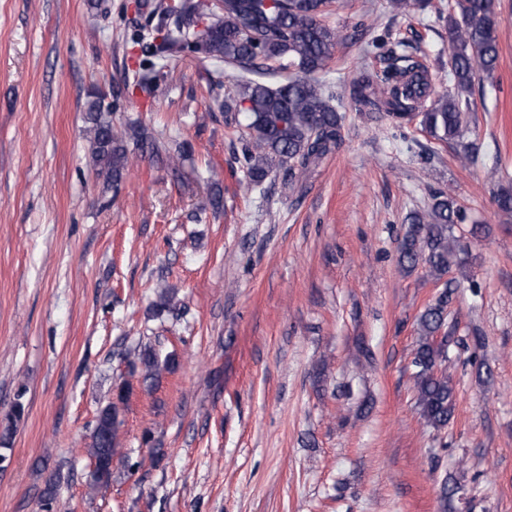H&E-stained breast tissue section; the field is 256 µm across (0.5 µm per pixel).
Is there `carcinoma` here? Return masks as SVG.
Segmentation results:
<instances>
[{"mask_svg": "<svg viewBox=\"0 0 512 512\" xmlns=\"http://www.w3.org/2000/svg\"><path fill=\"white\" fill-rule=\"evenodd\" d=\"M332 0H179L159 9L143 0L141 9L155 22L158 43L143 46L151 57L175 59L187 52L238 68L235 91L224 100L226 124L245 121L247 138L242 148L243 173L250 186L260 185L275 169L286 167L292 181L305 174L342 142L343 100L323 80L333 60L340 32L324 22ZM392 8L414 16L424 8L423 0H391ZM496 0H453L446 16L453 40L448 62L456 95L433 96L428 65L421 59L389 55L381 71L353 79L352 110L382 113L397 126L418 121L430 137L456 142L460 159L477 160L480 148L463 142L468 93L477 80L494 77L499 48L496 35ZM206 19L209 27L203 45L194 40L195 25ZM290 68L287 81L272 85L266 78L274 71ZM85 129L96 178L103 187L116 189L129 166L130 151L125 137L112 123L109 106L100 95L88 103ZM462 206L441 194L430 207L406 217L407 227L398 246L399 264L412 270L428 267L442 289L420 314L419 339L411 360L416 406L425 422L440 430L448 426L455 411L452 379L443 369L448 345L438 340L447 326L452 282L446 280L454 266L463 264L465 247L453 234V226L464 221ZM132 371H140L143 382L153 383L161 370L174 360L160 359L146 347L127 354ZM128 388L121 386L117 401L99 411L91 436L90 456L98 466L110 458L127 463L119 451L118 404L125 402ZM18 402L0 433V446L8 448L14 420L24 414Z\"/></svg>", "mask_w": 512, "mask_h": 512, "instance_id": "carcinoma-1", "label": "carcinoma"}]
</instances>
